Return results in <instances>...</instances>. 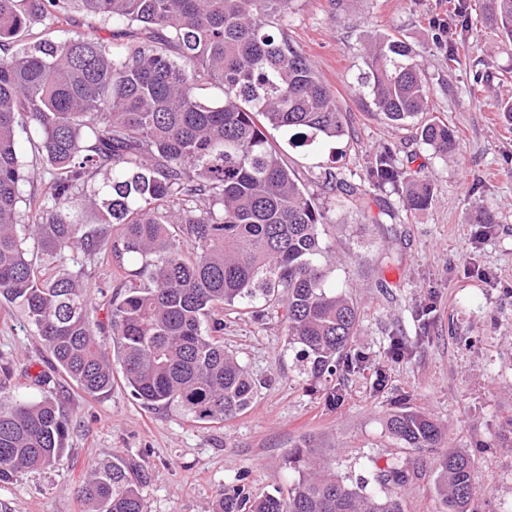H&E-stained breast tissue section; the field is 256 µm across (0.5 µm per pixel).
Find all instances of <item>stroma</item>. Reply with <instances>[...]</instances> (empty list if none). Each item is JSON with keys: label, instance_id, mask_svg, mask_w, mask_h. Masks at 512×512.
Returning a JSON list of instances; mask_svg holds the SVG:
<instances>
[{"label": "stroma", "instance_id": "stroma-1", "mask_svg": "<svg viewBox=\"0 0 512 512\" xmlns=\"http://www.w3.org/2000/svg\"><path fill=\"white\" fill-rule=\"evenodd\" d=\"M458 0H294L285 32L313 63L348 117V133L317 155L286 150L307 192L329 211L328 286L350 295L360 311L356 352L362 367L341 373L343 398L329 405L297 370L279 314L254 320L247 304L224 313V348L264 386L252 407L210 425L179 408L143 407L121 372L112 389L90 396L66 377L38 387L48 370L39 336L18 306L0 305V368L11 395L63 401L69 434L56 468L0 482V512H82L76 489L89 461H138L147 512H208L217 493L247 474L253 494L284 491L297 475L284 458L308 442L346 483L375 482L376 463L394 457L411 469L401 493L406 512H443L433 456L409 448L386 429L406 406L433 418L445 445L470 454L479 492L473 512H512V117L498 112L512 91V43L493 29H453L456 65L428 51L432 23ZM390 33L410 43L433 94L430 113L456 128L459 149L444 157L424 145L416 123L394 125L355 90L367 37ZM490 77L472 92L476 69ZM390 148L413 175L429 180L428 209L407 212L393 185L373 190L359 210L328 194L319 163L335 157L349 182L361 184L370 157ZM497 217L489 236L474 224L477 206ZM84 280L95 304L122 291L109 258L88 264ZM388 382L374 390L377 369Z\"/></svg>", "mask_w": 512, "mask_h": 512}]
</instances>
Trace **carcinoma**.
Masks as SVG:
<instances>
[{"label":"carcinoma","instance_id":"cac0c4a2","mask_svg":"<svg viewBox=\"0 0 512 512\" xmlns=\"http://www.w3.org/2000/svg\"><path fill=\"white\" fill-rule=\"evenodd\" d=\"M292 0H0V301L23 311L54 369L90 395L112 389L120 366L147 408L177 406L199 424L246 412L262 386L224 350V310L264 300L283 311L300 373L334 406L339 371L358 368L352 352L360 313L326 285L321 229L330 219L304 191L268 129L293 148L345 135L344 113L316 68L283 27ZM74 12L112 24V39L73 31ZM484 20L512 41V0H486ZM432 49L456 61L445 25ZM358 91L393 124L429 112L431 89L414 49L392 34L368 43ZM204 86L222 96L202 99ZM28 134L50 179L27 199L30 174L16 151ZM422 141L441 155L457 149L448 123L428 119ZM97 192L84 186L101 171ZM324 183L359 208L370 191L324 169ZM373 188L402 182L405 206L423 211L432 186L383 149L367 162ZM99 214L94 231L84 212ZM47 260L36 262L28 242ZM111 255L124 293L91 305L81 273L56 263ZM386 428L418 450H435L444 512H471L477 494L470 456L441 447L442 428L403 408ZM67 421L57 398L0 402V481H19L63 459ZM286 464L298 479L284 493L252 497L247 475L213 501L211 512H404L398 489L407 468L388 460L384 495L348 485L303 443ZM143 469L115 458L89 465L78 489L85 512H146Z\"/></svg>","mask_w":512,"mask_h":512}]
</instances>
